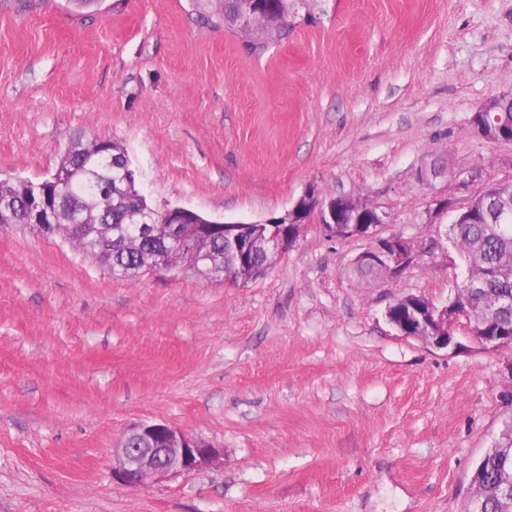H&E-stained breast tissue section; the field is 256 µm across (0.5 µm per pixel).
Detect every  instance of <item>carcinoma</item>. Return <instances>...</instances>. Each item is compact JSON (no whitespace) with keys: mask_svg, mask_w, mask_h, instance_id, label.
<instances>
[{"mask_svg":"<svg viewBox=\"0 0 512 512\" xmlns=\"http://www.w3.org/2000/svg\"><path fill=\"white\" fill-rule=\"evenodd\" d=\"M323 0H192L196 20L214 29L232 28L242 37V47L250 55H262L269 48L288 40L301 24H314L316 10ZM126 153L125 148L110 139H92L81 145V151L67 155L59 169L66 174L69 192L62 198L63 215L79 212L86 223L74 227L62 220L53 234L69 241L92 263L107 270L114 279L134 280L147 270L145 258L161 249L174 265H196L200 275H211L210 266H200L202 256L209 257L223 270L224 278L236 284L252 281V273L237 265L224 241H207L197 235L196 225H181V238L176 243L166 240L165 232L148 238L134 223L137 211L148 206L136 180L125 190H110L92 181L89 160L101 150ZM23 181H0V197L16 199L25 195ZM448 242L464 264L461 281L453 295L461 308L488 329L512 333V307L490 310L484 298L497 295L512 299V220L505 224L490 223L489 214L480 206L465 224H451ZM349 276L360 285L383 277L380 266L351 265ZM475 480L478 494L473 512H500L504 498L503 475L512 472V443L489 449L477 465Z\"/></svg>","mask_w":512,"mask_h":512,"instance_id":"1","label":"carcinoma"}]
</instances>
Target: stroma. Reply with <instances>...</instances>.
I'll return each mask as SVG.
<instances>
[{"mask_svg":"<svg viewBox=\"0 0 512 512\" xmlns=\"http://www.w3.org/2000/svg\"><path fill=\"white\" fill-rule=\"evenodd\" d=\"M260 58L190 0H0V173L33 181L76 137L123 144L151 206L283 215L351 195L416 258L364 288L367 242L307 224L247 285L117 280L57 236L0 229V512H463L512 423V348L399 334L397 298L462 268L426 204L512 146L471 118L512 94V0H327ZM441 173L421 181V165ZM163 422L224 451L128 487L112 450Z\"/></svg>","mask_w":512,"mask_h":512,"instance_id":"obj_1","label":"stroma"}]
</instances>
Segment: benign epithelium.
Returning <instances> with one entry per match:
<instances>
[{
	"instance_id": "obj_1",
	"label": "benign epithelium",
	"mask_w": 512,
	"mask_h": 512,
	"mask_svg": "<svg viewBox=\"0 0 512 512\" xmlns=\"http://www.w3.org/2000/svg\"><path fill=\"white\" fill-rule=\"evenodd\" d=\"M483 181V169L474 167L458 181V190L468 193L466 202L457 205L452 198L434 201L435 207L427 209L428 214L436 211L453 213L452 223L457 224L467 217L472 206L480 198L488 196L492 188L472 191ZM33 195L25 200L26 223L33 224L49 233V225L56 223L55 205L34 201V196L43 193L49 186L64 185L59 173L52 174L40 182H29ZM368 208L374 220L367 226H358L354 221H343V215H350ZM162 223L167 232L177 238L178 225L188 218H195V211L179 207L165 206ZM289 224L288 235L255 234L249 238L240 236L238 229L242 222L224 223V244L230 246L241 265L257 260L262 252L282 253L300 235L303 228L314 220L338 238L359 237L367 241V247L354 259L356 264L375 263L385 268L389 275L401 272L411 257L410 242L401 234H382L384 214L378 207L350 195H339L333 199H323L315 188H309L284 214ZM388 321L402 335L423 340L436 348H447L455 344L456 325L461 319L459 306L449 302L443 306L421 296L410 295L389 306ZM471 336L490 349L512 347L511 336H480L482 327L467 324ZM224 459V451L200 440L190 438L164 423H138L132 425L118 445L112 449V474L128 486H139L152 477H169L196 472Z\"/></svg>"
}]
</instances>
